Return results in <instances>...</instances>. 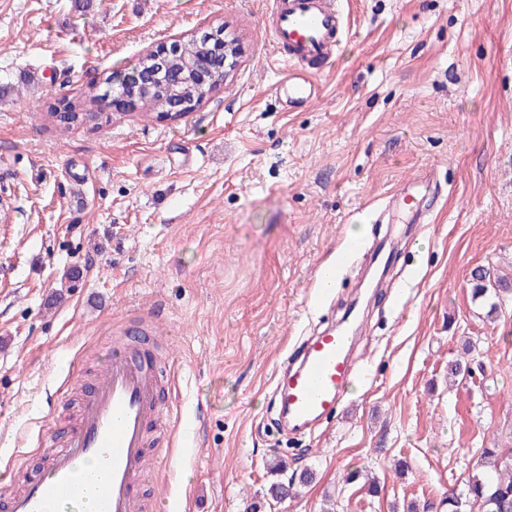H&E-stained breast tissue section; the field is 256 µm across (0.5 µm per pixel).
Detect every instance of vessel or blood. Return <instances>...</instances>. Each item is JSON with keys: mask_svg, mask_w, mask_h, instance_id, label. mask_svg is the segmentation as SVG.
I'll use <instances>...</instances> for the list:
<instances>
[{"mask_svg": "<svg viewBox=\"0 0 512 512\" xmlns=\"http://www.w3.org/2000/svg\"><path fill=\"white\" fill-rule=\"evenodd\" d=\"M270 17L276 48L288 52L270 93L295 107L311 104L319 87L299 66L332 59L345 17L335 0H273ZM429 193L428 184L415 183L393 194L391 202L411 223L424 224L429 212L422 201ZM357 320L350 315L347 326L307 339L297 364L278 377L280 413L289 430L301 432L335 417L354 372L351 332ZM165 386L157 362L135 339H116L104 379L80 398L75 424L39 443L41 468L21 490L0 484L6 512H154V500L140 493L139 484L155 448L175 442L159 423Z\"/></svg>", "mask_w": 512, "mask_h": 512, "instance_id": "obj_1", "label": "vessel or blood"}]
</instances>
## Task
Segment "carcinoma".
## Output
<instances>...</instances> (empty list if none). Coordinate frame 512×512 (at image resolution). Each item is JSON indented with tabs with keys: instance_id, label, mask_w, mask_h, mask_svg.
<instances>
[{
	"instance_id": "1",
	"label": "carcinoma",
	"mask_w": 512,
	"mask_h": 512,
	"mask_svg": "<svg viewBox=\"0 0 512 512\" xmlns=\"http://www.w3.org/2000/svg\"><path fill=\"white\" fill-rule=\"evenodd\" d=\"M224 42V31H215L191 38L182 43L180 51L167 58L162 65H157L152 56L143 59L142 65L151 74V81L145 86H133L128 91L134 93L143 102L150 117L161 115L179 107L184 112L196 111L202 102L214 93L210 82L200 77L195 71V63L200 56H209L215 67L224 64V57L215 52V45ZM112 78L105 79V88L91 94L83 101L67 103L66 112L54 116V121L68 130L80 124L83 111L94 107L99 111L107 109L108 86ZM512 293V284L496 278L491 271L479 268L474 271L471 279V295L473 300L489 302L487 315L496 314L501 300ZM470 346L464 347V355L448 364V370L456 377L465 376L473 370L475 359L469 356ZM269 471L275 475L291 474L289 480L272 482L267 495L273 500H281L296 493L297 488L310 484L314 473L305 469L299 473L288 472V463L275 459L270 463ZM446 509L448 512H464L469 508L473 512H512V452L503 453L492 446L480 449L476 463V472L469 476L465 489L456 496H448L434 505L415 502L407 505V512H432V509Z\"/></svg>"
}]
</instances>
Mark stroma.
<instances>
[{
  "label": "stroma",
  "instance_id": "35a3bbf8",
  "mask_svg": "<svg viewBox=\"0 0 512 512\" xmlns=\"http://www.w3.org/2000/svg\"><path fill=\"white\" fill-rule=\"evenodd\" d=\"M272 0H0V470L74 420L120 325L157 327L171 388L160 512H243L286 458L314 481L270 512H395L462 488L478 451L512 448V0H341L349 29L321 92L289 109ZM225 24L244 55L188 116L51 117L143 52ZM438 190L426 224H374L405 182ZM366 225L332 292L316 277ZM356 307L354 382L291 439L277 375ZM471 344L480 371L450 382ZM408 470L397 476L394 463ZM361 469L380 492L345 484ZM470 284L473 300H493L489 304L488 316H493L498 312L501 300L507 297L508 292L512 295V284L495 278L489 269L479 268L474 271Z\"/></svg>",
  "mask_w": 512,
  "mask_h": 512
}]
</instances>
